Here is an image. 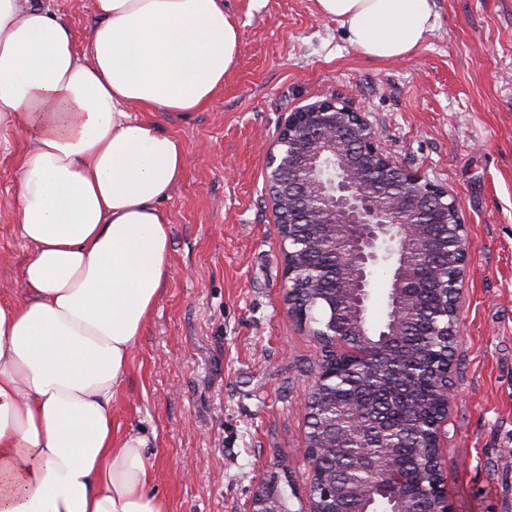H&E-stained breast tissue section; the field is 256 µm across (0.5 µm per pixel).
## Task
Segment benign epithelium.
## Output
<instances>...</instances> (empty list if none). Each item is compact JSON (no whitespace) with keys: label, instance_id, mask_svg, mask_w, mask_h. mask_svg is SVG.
Instances as JSON below:
<instances>
[{"label":"benign epithelium","instance_id":"1","mask_svg":"<svg viewBox=\"0 0 512 512\" xmlns=\"http://www.w3.org/2000/svg\"><path fill=\"white\" fill-rule=\"evenodd\" d=\"M265 192L272 203L282 251L287 244L303 253L317 247L304 231L314 225L323 230L321 249L333 262L322 266L285 267L289 311L307 321L305 310L295 306L294 295L306 289L323 305L326 316L320 336L330 359L320 364L313 392L306 404L309 427L305 449L339 448L347 452L354 437L364 436L363 420L356 411L363 392L374 400H396L412 404L405 392L409 374L437 377L441 398L434 429L435 453L430 465L435 478L424 487L426 512H451L441 473L440 437L451 400L450 367L439 371L417 357L411 368L389 361L367 337L364 314L368 312L372 269L379 260L391 261L389 298L393 314L383 336H402L416 310L410 289L425 278L427 287L448 299L457 309V288L448 287L444 268L464 266L468 260V238L455 199L444 186L426 180L402 165L387 151L367 122L336 99L305 106L288 115L274 143L266 150ZM437 310L429 311L425 324L439 345L452 352L459 335L458 314L451 324L439 321ZM363 367L362 381L350 384L348 411L343 421L336 407L337 391L329 386L336 360ZM394 462L383 460L370 466L360 457L345 470L343 483L329 481L318 473L306 494H320L326 506L319 512H358L356 505L336 507L342 493L361 501L374 487L386 493L398 489ZM252 512H294L285 508L277 481L263 483L255 492Z\"/></svg>","mask_w":512,"mask_h":512}]
</instances>
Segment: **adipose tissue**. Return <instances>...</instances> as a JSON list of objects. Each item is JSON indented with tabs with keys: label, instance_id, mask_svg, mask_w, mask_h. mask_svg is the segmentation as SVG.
I'll return each instance as SVG.
<instances>
[{
	"label": "adipose tissue",
	"instance_id": "1",
	"mask_svg": "<svg viewBox=\"0 0 512 512\" xmlns=\"http://www.w3.org/2000/svg\"><path fill=\"white\" fill-rule=\"evenodd\" d=\"M363 55H410L432 0H316ZM77 51L45 0H0V135L17 163L15 224L30 251L0 300V512H166L143 433L112 403L171 275L161 203L182 143L139 111L205 108L239 29L222 0H93Z\"/></svg>",
	"mask_w": 512,
	"mask_h": 512
}]
</instances>
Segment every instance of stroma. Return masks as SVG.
Masks as SVG:
<instances>
[{"label":"stroma","instance_id":"35a3bbf8","mask_svg":"<svg viewBox=\"0 0 512 512\" xmlns=\"http://www.w3.org/2000/svg\"><path fill=\"white\" fill-rule=\"evenodd\" d=\"M237 23L223 87L187 116L152 113L184 145L162 203L171 276L112 404L117 434L151 435L153 492L167 512H251L260 483L288 477L304 507V407L321 346L288 312L265 152L290 112L339 97L380 142L454 196L469 238L461 335L440 462L453 512H512V0H434L410 55L374 60L315 0H223ZM77 47L91 0H49ZM0 143V299L18 297L16 159Z\"/></svg>","mask_w":512,"mask_h":512}]
</instances>
